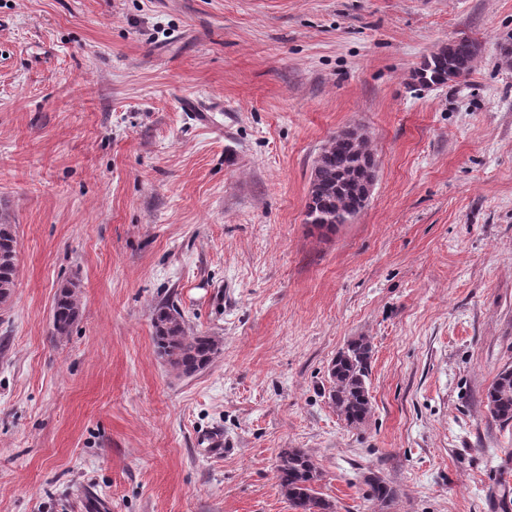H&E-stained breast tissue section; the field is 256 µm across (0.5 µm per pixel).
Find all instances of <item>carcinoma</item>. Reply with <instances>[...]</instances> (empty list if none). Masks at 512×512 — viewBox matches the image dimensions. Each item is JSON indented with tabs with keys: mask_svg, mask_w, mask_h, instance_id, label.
I'll return each instance as SVG.
<instances>
[{
	"mask_svg": "<svg viewBox=\"0 0 512 512\" xmlns=\"http://www.w3.org/2000/svg\"><path fill=\"white\" fill-rule=\"evenodd\" d=\"M476 49L467 39H459L424 60L415 77L421 83L440 85L468 73ZM347 130L331 137L322 148L312 173L307 204L306 223L332 231L338 224L349 223L360 211V189L370 170L373 153L364 140L353 139ZM17 236L15 225L0 220V302L13 294L17 272ZM79 315L76 285L60 286L53 308V334L69 335ZM155 340L170 364L185 374L204 368L218 351L217 340L205 334L188 332L183 316L172 305H162L154 312ZM372 357L369 341L351 342L333 360L329 375L332 380L330 399L338 414L349 425L365 421L370 413V397L366 387ZM491 416L512 422V369H504L495 377L486 394ZM281 493L296 512H334L333 503L315 489L322 474L312 457L301 448H284L276 464ZM372 500L385 504L395 495L387 483L368 480Z\"/></svg>",
	"mask_w": 512,
	"mask_h": 512,
	"instance_id": "1",
	"label": "carcinoma"
}]
</instances>
